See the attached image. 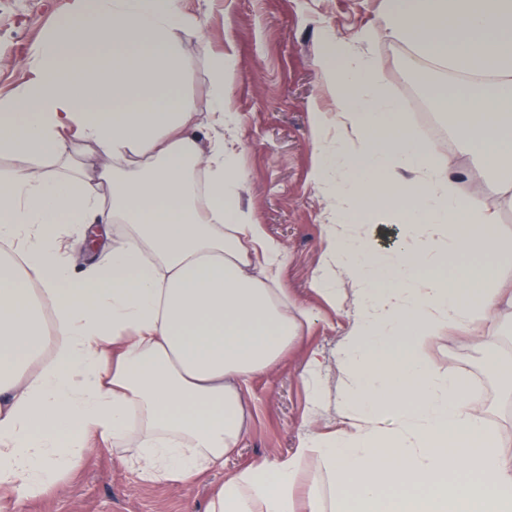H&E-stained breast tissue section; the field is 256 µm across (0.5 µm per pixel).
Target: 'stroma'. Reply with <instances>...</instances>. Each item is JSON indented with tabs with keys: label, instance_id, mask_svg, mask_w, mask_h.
<instances>
[{
	"label": "stroma",
	"instance_id": "obj_1",
	"mask_svg": "<svg viewBox=\"0 0 512 512\" xmlns=\"http://www.w3.org/2000/svg\"><path fill=\"white\" fill-rule=\"evenodd\" d=\"M72 0H0V97L20 93L38 44L56 37L55 22ZM200 20L213 50L231 61V118L224 133L233 139L246 175L241 204L286 251L282 286L313 317L274 371L255 375L246 396L247 433L238 453L219 473L187 487L145 481L118 463L121 450L85 451L79 466L46 495L29 499L23 512H206L213 489L259 460L285 457L313 432L330 435L345 426L340 408L344 373L336 350L357 310L351 287L345 303L329 305L311 286L324 264V224L332 199L317 181L313 118L334 112L324 91L318 53L326 35L360 44L375 63V77L416 126L422 104L458 89L444 67L422 60L405 43L382 33V0H185ZM377 38L360 43L364 30ZM185 51L191 61L182 93L199 111L208 106L206 56L196 37ZM475 335L444 329L424 353L434 365L480 387V413L499 436L501 453L512 462V313L476 316ZM324 356V400L311 411L301 370L312 353ZM495 370H488L489 359Z\"/></svg>",
	"mask_w": 512,
	"mask_h": 512
}]
</instances>
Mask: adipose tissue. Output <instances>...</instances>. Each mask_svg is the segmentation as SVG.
Segmentation results:
<instances>
[{
  "instance_id": "1",
  "label": "adipose tissue",
  "mask_w": 512,
  "mask_h": 512,
  "mask_svg": "<svg viewBox=\"0 0 512 512\" xmlns=\"http://www.w3.org/2000/svg\"><path fill=\"white\" fill-rule=\"evenodd\" d=\"M64 36L37 50L23 91L0 99V502L55 485L91 445L129 437L123 457L151 481L194 483L223 468L246 432L252 377L276 368L301 323L277 284L285 254L241 205L245 175L224 140V53L207 52L209 107L181 91L184 38L203 36L182 0H76ZM384 30L465 79L436 98L463 149L507 174L512 193V0H384ZM335 113L314 115L320 182L336 186L325 265L313 288L334 306L348 280L357 313L338 360L347 428L225 480L207 512H512V464L478 400L422 350L442 328L512 307L488 233L453 158L408 127L357 46L319 55ZM336 138L326 142L327 124ZM101 160L58 168L77 142ZM404 224L389 253L350 223L368 201ZM129 233L74 275L62 225ZM471 256L468 264L457 263ZM322 495L299 492L302 461Z\"/></svg>"
}]
</instances>
